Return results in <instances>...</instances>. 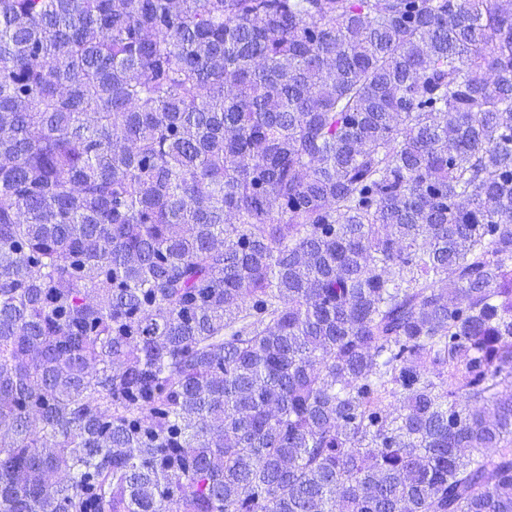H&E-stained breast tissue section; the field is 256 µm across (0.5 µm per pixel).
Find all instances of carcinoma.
<instances>
[{
  "mask_svg": "<svg viewBox=\"0 0 512 512\" xmlns=\"http://www.w3.org/2000/svg\"><path fill=\"white\" fill-rule=\"evenodd\" d=\"M0 512H512V0H0Z\"/></svg>",
  "mask_w": 512,
  "mask_h": 512,
  "instance_id": "1",
  "label": "carcinoma"
}]
</instances>
